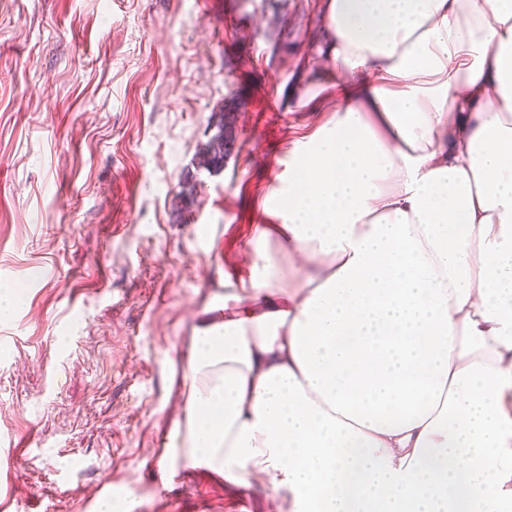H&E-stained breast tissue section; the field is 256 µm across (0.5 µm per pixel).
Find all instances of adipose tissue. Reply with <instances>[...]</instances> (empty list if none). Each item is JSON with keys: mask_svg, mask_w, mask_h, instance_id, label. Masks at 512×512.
<instances>
[{"mask_svg": "<svg viewBox=\"0 0 512 512\" xmlns=\"http://www.w3.org/2000/svg\"><path fill=\"white\" fill-rule=\"evenodd\" d=\"M346 78L204 322L167 458L290 512H512V0H326Z\"/></svg>", "mask_w": 512, "mask_h": 512, "instance_id": "1", "label": "adipose tissue"}]
</instances>
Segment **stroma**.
Returning a JSON list of instances; mask_svg holds the SVG:
<instances>
[{
  "instance_id": "stroma-1",
  "label": "stroma",
  "mask_w": 512,
  "mask_h": 512,
  "mask_svg": "<svg viewBox=\"0 0 512 512\" xmlns=\"http://www.w3.org/2000/svg\"><path fill=\"white\" fill-rule=\"evenodd\" d=\"M325 0H0V512H270L170 470L184 372L330 113Z\"/></svg>"
}]
</instances>
